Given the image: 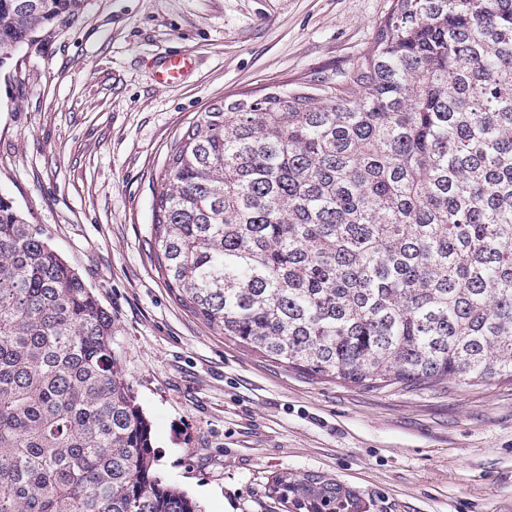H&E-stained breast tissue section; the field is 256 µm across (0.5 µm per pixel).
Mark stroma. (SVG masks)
I'll return each instance as SVG.
<instances>
[{
    "label": "stroma",
    "mask_w": 512,
    "mask_h": 512,
    "mask_svg": "<svg viewBox=\"0 0 512 512\" xmlns=\"http://www.w3.org/2000/svg\"><path fill=\"white\" fill-rule=\"evenodd\" d=\"M391 0H84L0 66V195L112 315L156 469L202 512H287L269 485L323 474L367 512H512V383L361 389L238 346L166 288L149 239L174 138L232 95L333 81ZM193 58L174 84L159 57Z\"/></svg>",
    "instance_id": "1"
}]
</instances>
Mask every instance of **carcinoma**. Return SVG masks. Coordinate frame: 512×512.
Returning <instances> with one entry per match:
<instances>
[{
  "mask_svg": "<svg viewBox=\"0 0 512 512\" xmlns=\"http://www.w3.org/2000/svg\"><path fill=\"white\" fill-rule=\"evenodd\" d=\"M83 0H0V63ZM150 247L225 338L364 388L512 382V0H392L343 80L173 140ZM112 314L0 196V512H202L155 470ZM300 512H365L282 473Z\"/></svg>",
  "mask_w": 512,
  "mask_h": 512,
  "instance_id": "1",
  "label": "carcinoma"
}]
</instances>
